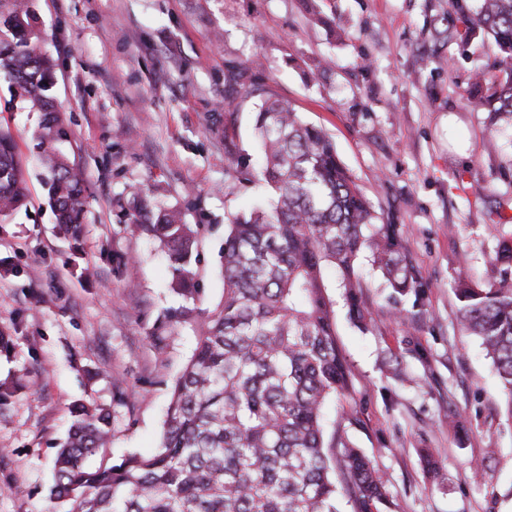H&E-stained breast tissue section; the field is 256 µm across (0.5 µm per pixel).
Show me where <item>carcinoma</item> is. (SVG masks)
Returning a JSON list of instances; mask_svg holds the SVG:
<instances>
[{
  "instance_id": "cac0c4a2",
  "label": "carcinoma",
  "mask_w": 512,
  "mask_h": 512,
  "mask_svg": "<svg viewBox=\"0 0 512 512\" xmlns=\"http://www.w3.org/2000/svg\"><path fill=\"white\" fill-rule=\"evenodd\" d=\"M31 0H0V76L19 103L42 113L32 133L48 202L60 230L80 238L85 224L82 169L60 145L68 130L50 94L55 62L38 49ZM452 25L434 27L443 44L479 34L497 48L492 70L476 76L466 100L488 112L490 125L512 120V0H453ZM225 105L253 89L246 70L225 76ZM264 156L267 203L229 218L220 255L224 292L211 311L197 306L201 225L157 206L152 193L128 201L131 230L151 237L170 261L171 291L185 303L166 309L165 328L194 323L198 339L174 380L159 450L128 454L90 468L108 448L110 413L76 407L72 432L55 461L50 512H381L387 481L340 433L325 440L326 403L350 393L336 341V301L324 281L335 268L353 324L370 312L358 261L369 252L389 288L403 295L416 280L399 235L378 222L367 197L341 162L331 137L288 102L268 97L255 115ZM27 180L17 144L0 129V213L26 205ZM499 277L454 288L462 329L480 342L512 420V240L499 242Z\"/></svg>"
}]
</instances>
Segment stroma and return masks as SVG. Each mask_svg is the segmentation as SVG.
Instances as JSON below:
<instances>
[{"instance_id": "stroma-1", "label": "stroma", "mask_w": 512, "mask_h": 512, "mask_svg": "<svg viewBox=\"0 0 512 512\" xmlns=\"http://www.w3.org/2000/svg\"><path fill=\"white\" fill-rule=\"evenodd\" d=\"M35 5L67 151L85 173L87 227L77 241L57 233L32 155L37 116L8 107L0 80V128L15 138L29 187L26 211L0 222V335L10 340L0 381L22 368L31 379L0 408V512H47L77 404L111 412L101 462L157 451L196 333L187 323L160 327L181 302L170 263L128 229L122 207L147 187L205 225L200 306L213 309L224 226L262 192L228 178L224 139L257 157L255 109L270 94L332 137L381 222L397 225L419 285L394 294L361 260L372 318L357 327L326 268L353 390L328 403L325 433L345 432L385 476L386 512H512V420L484 350L457 323L453 291L461 277H498L491 258L512 237V125L490 126L466 101L475 70L493 64V43L434 48L426 18L453 17L451 0ZM242 66L256 92L225 106V75ZM16 264L22 277L10 273ZM427 454L439 476L427 473Z\"/></svg>"}]
</instances>
